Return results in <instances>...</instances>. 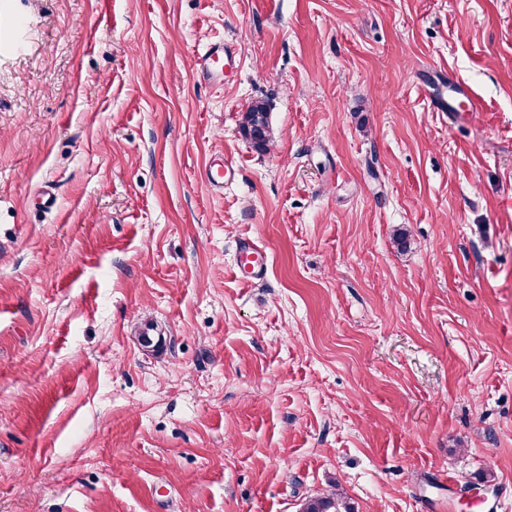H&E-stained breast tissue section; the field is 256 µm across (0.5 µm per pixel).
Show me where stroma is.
Returning <instances> with one entry per match:
<instances>
[{
  "mask_svg": "<svg viewBox=\"0 0 512 512\" xmlns=\"http://www.w3.org/2000/svg\"><path fill=\"white\" fill-rule=\"evenodd\" d=\"M508 197L512 0H0V512H485ZM235 59L233 46L215 43L209 46L201 56L199 71L203 77L215 78L223 73L224 63L230 64ZM461 99L469 101L466 87L459 82L448 81V99L430 95L429 104L435 112H457V105ZM241 130L256 148L267 150L270 132L263 102L255 101L248 107L241 122ZM240 265L246 279L262 280L267 271V257L263 246L250 238L245 239L240 249ZM300 512H354L341 493L320 494L301 504Z\"/></svg>",
  "mask_w": 512,
  "mask_h": 512,
  "instance_id": "stroma-1",
  "label": "stroma"
}]
</instances>
